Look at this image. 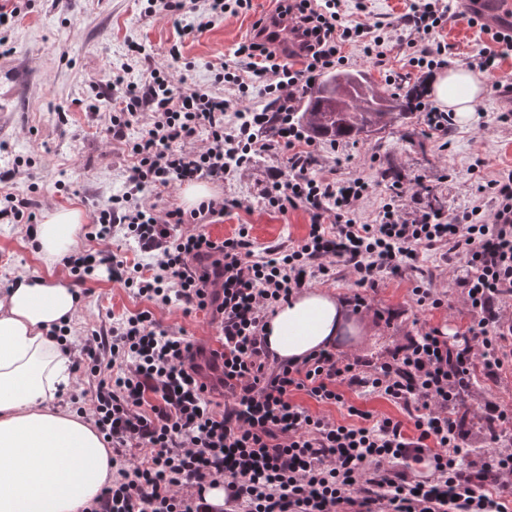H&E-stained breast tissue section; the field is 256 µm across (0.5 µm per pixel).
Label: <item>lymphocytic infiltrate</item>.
I'll return each mask as SVG.
<instances>
[{"label":"lymphocytic infiltrate","instance_id":"lymphocytic-infiltrate-1","mask_svg":"<svg viewBox=\"0 0 512 512\" xmlns=\"http://www.w3.org/2000/svg\"><path fill=\"white\" fill-rule=\"evenodd\" d=\"M250 6L145 0L143 10L165 14L195 37L211 18ZM346 10L347 0H279L278 15L292 22L298 65L284 63L272 43L253 40L239 45L236 62L216 69L205 88L179 90L158 68L131 80V61L144 52L135 42L125 61L112 64L102 95L112 107L106 133L132 164L122 190L93 216L102 249L62 262L81 282L106 267L151 306L93 331L80 347L95 389L88 416L112 448V481L82 512H208L206 494L220 482L226 512H512V499L502 494L512 487V406L492 396L474 408L461 403L476 370L492 378L512 371V172L477 185L494 204L489 212L476 205L407 221L397 187L374 220L357 223L367 182L315 171L310 139L297 122L301 94L343 65L344 44L362 43L370 54L383 41L377 25H346ZM444 18L434 0H411L404 22L415 67L444 65L445 47L427 40ZM226 85L241 108L231 109ZM256 88L268 99L260 109L246 104ZM273 149L287 155L291 175L267 187L269 206L282 213L302 206L311 217L307 235L288 251L256 260L247 227L222 240L202 232L213 217L238 208L237 198H211L189 211L159 208L182 185L224 181ZM118 232L138 244L147 263L107 249ZM436 249L465 293L464 344L431 327L377 363L323 350L290 364L270 353L267 318L297 291L341 270L364 307L381 281ZM174 303L187 315L209 313L217 325L224 346L218 379L203 372L204 348L155 319L154 308ZM219 386L218 411L212 394ZM349 390L382 397L407 417L374 418L347 405ZM299 393L346 406L349 422L312 414L296 401ZM472 415L485 424L486 460L468 470L459 461L473 451ZM415 464L429 475H411Z\"/></svg>","mask_w":512,"mask_h":512}]
</instances>
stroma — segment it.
Instances as JSON below:
<instances>
[{"instance_id": "obj_1", "label": "stroma", "mask_w": 512, "mask_h": 512, "mask_svg": "<svg viewBox=\"0 0 512 512\" xmlns=\"http://www.w3.org/2000/svg\"><path fill=\"white\" fill-rule=\"evenodd\" d=\"M364 10L353 11L357 21L382 24L388 31L382 63L365 57L358 43L345 45L343 53L350 71H365L378 86L387 78L400 80L402 87L428 82L431 73L412 67L410 52L402 44L403 20L408 0H363ZM446 13L431 42L447 47L449 64L475 67L481 49L490 47L489 34L461 20L457 0H438ZM275 0H252L250 11L227 14L201 36L183 37L168 18L148 17L141 0H30V6L12 27L0 30L12 51L0 56V165L17 168L15 192L33 193L39 208L51 205L76 207L85 216L118 192L130 159L122 145L111 142L105 133L103 113L108 104L96 100L111 62L121 59L128 41L146 49L133 73L146 76L154 67L169 63V50L178 47L183 61L194 62L185 88L210 85L213 64L233 61L238 44L252 36L260 16L275 11ZM507 106L495 92L477 104V121L471 126L450 125L445 137L429 133L423 113L389 123L359 140L330 144L317 142L316 167L335 172L337 179L362 177L372 186L355 212L358 222L375 218L388 200L393 186L405 192L402 216L413 220L425 210L430 196H437L444 212H459L480 205L490 208L491 200L478 196L479 179H494L512 171V125L497 122ZM285 155L266 152L257 155L240 175L212 183L214 196L235 197L239 209L205 225L212 238L222 239L247 225L255 257L272 248L288 249L306 235L310 215L304 208L282 214L270 208L263 191L276 173H288ZM439 251L424 252L419 270L383 280L361 316L369 318L376 333L363 344L343 337L337 357L379 360L395 346L406 343L419 327H438L456 343H463L469 315L462 304L461 291L447 288ZM21 270L45 277H65L69 271L61 262L46 263L32 248L27 227L0 222V289L7 287ZM446 288L448 302L438 309L420 308L411 301L410 289L416 280ZM81 301L71 323V337L82 342L102 325L149 308V303L132 290L112 282L105 270L80 283ZM162 325L181 327L199 343L209 342L216 329L208 316L183 314L181 308L155 310ZM346 405L328 408L312 399L304 404L311 412L330 414L348 421V405L375 416H402L400 407L376 396L346 393Z\"/></svg>"}]
</instances>
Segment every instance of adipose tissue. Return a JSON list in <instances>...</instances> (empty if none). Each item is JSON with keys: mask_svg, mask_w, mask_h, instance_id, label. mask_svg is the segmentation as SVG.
I'll return each instance as SVG.
<instances>
[{"mask_svg": "<svg viewBox=\"0 0 512 512\" xmlns=\"http://www.w3.org/2000/svg\"><path fill=\"white\" fill-rule=\"evenodd\" d=\"M488 91L485 75L454 66L435 73L430 92L462 125ZM84 216L74 207L45 210L32 243L45 261L79 251ZM78 288L27 271L0 289V512H81L112 478V453L91 421L54 408L77 378L55 328L70 324ZM278 359L302 361L351 333L366 340L370 319L353 320L348 304L320 288L301 290L276 307L265 327Z\"/></svg>", "mask_w": 512, "mask_h": 512, "instance_id": "1", "label": "adipose tissue"}]
</instances>
